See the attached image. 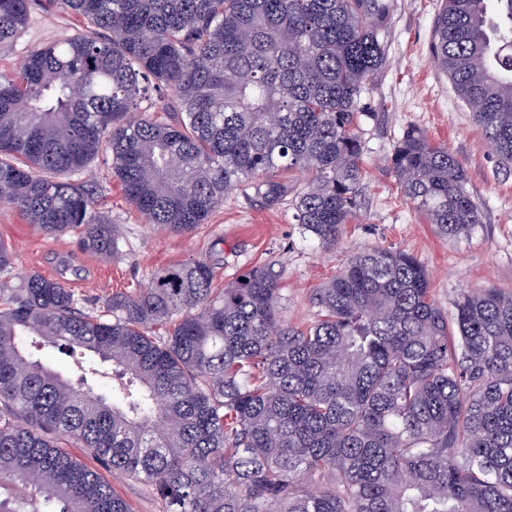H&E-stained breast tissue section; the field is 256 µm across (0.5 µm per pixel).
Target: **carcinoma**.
Instances as JSON below:
<instances>
[{
  "instance_id": "carcinoma-1",
  "label": "carcinoma",
  "mask_w": 512,
  "mask_h": 512,
  "mask_svg": "<svg viewBox=\"0 0 512 512\" xmlns=\"http://www.w3.org/2000/svg\"><path fill=\"white\" fill-rule=\"evenodd\" d=\"M57 2L86 33L0 75V204L112 256L94 190L65 178L105 145L145 223L174 233L246 181L275 207L274 173L305 171L296 221L336 246L390 0ZM30 7L0 0V43ZM431 54L511 170L512 0H443ZM164 91L169 121L134 117ZM391 163L438 234L481 223L447 146L409 126ZM216 269L173 264L89 308L57 279L13 284L0 242V512H130L103 470L164 512H512V291L468 288L450 318L411 253L368 248L289 325L274 265L221 290Z\"/></svg>"
}]
</instances>
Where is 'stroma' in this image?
<instances>
[{"instance_id":"1","label":"stroma","mask_w":512,"mask_h":512,"mask_svg":"<svg viewBox=\"0 0 512 512\" xmlns=\"http://www.w3.org/2000/svg\"><path fill=\"white\" fill-rule=\"evenodd\" d=\"M442 0H392L391 20L380 34L387 64L362 95L359 134L364 146L362 206L336 247L323 249L294 220L291 202L256 206L249 186H241L190 234L165 233L145 224L126 199L103 152L71 179L96 188V209L117 228L110 258L84 250L75 232L42 233L17 209L0 204V240L16 249L17 277H56L59 258L72 269L66 285L94 301L142 287L158 268L220 253L215 284H232L257 263L280 272L282 318L292 325L312 320L314 288L328 281L348 258L366 248L396 247L411 252L429 271L435 299L452 309L467 288L512 290V173L491 153L468 107L430 56L434 24ZM83 27L80 16L49 0H33L26 26L0 44V73L15 72L35 47L61 42ZM411 125L425 130L454 154L468 175V188L481 222L451 241L407 203L391 166L396 141Z\"/></svg>"}]
</instances>
